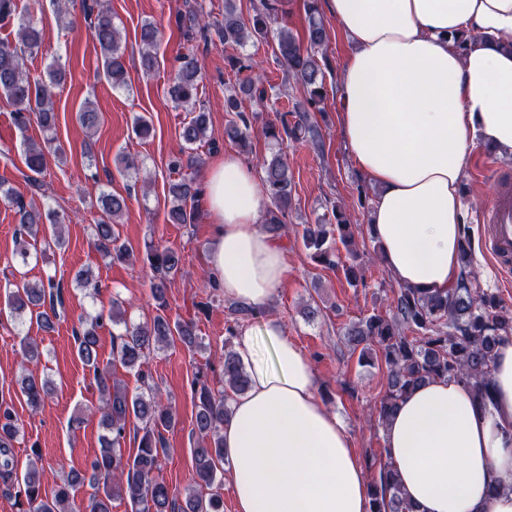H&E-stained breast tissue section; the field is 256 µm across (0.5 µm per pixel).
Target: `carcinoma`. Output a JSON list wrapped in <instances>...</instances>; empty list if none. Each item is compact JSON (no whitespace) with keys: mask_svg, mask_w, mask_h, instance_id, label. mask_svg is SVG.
Returning a JSON list of instances; mask_svg holds the SVG:
<instances>
[{"mask_svg":"<svg viewBox=\"0 0 512 512\" xmlns=\"http://www.w3.org/2000/svg\"><path fill=\"white\" fill-rule=\"evenodd\" d=\"M279 0H261L253 7L254 13L243 18L236 0H224V23L216 27L219 42L224 47L237 49L251 40H261L274 34L275 61L286 77L301 84L302 100L293 103L292 109L279 117V123L263 127L265 137L277 144L306 143L316 151L323 150L322 135L312 113L325 110L327 90L325 70L328 60L319 54L327 39V27L319 15L317 0H305L307 24L302 36L280 27L271 32V23L278 11ZM185 10L177 13L178 27L186 40L194 39L197 31L207 30L202 24L198 8L185 2ZM90 17L89 32L98 44L105 78L114 88H129L124 51L120 45V31L108 10H94L84 6ZM17 26L18 42L0 41V98L13 107L17 126L25 129L31 122L44 132L55 128L56 113L52 102V89L65 79V72L52 65L45 75L32 78L25 71L26 60L39 53L41 33L29 16L17 12L16 0H0V25ZM140 70L149 75L158 69L159 32L150 22L140 28ZM228 67L241 73L253 68L250 58L229 53L224 57ZM168 88L173 102L190 107L189 120L183 123L180 137L184 143L181 156L172 159L169 168L179 175L170 182L167 221L170 224H193L196 212L190 203L198 196L197 175L202 160L197 153L207 142L208 114L197 99L200 69L195 54L188 51L178 58ZM274 86H266L261 77L248 76L238 83L237 90L225 99V111L231 113L224 135L241 147L248 146L250 130L256 118L244 108V102L262 103ZM78 123L87 130L98 125V112L87 102L76 113ZM64 153L56 138L48 136L39 144H32L26 152V167L30 174L25 181L34 191L41 189L38 176L47 168L49 159L60 158ZM263 187L270 200L264 221L270 233H279L292 208L295 193L293 175L288 167L286 154L278 150L263 166ZM0 198L16 206L18 230L15 236V255L27 263L31 250L37 249L39 236L52 230L53 245L65 246L59 224L60 215L33 203H25L16 196L13 187L0 179ZM101 218L94 227L92 247L100 255L123 260L130 256L126 244L114 234L112 224L127 208V199L118 193L103 191L99 196ZM328 224L334 225L339 241L350 245L354 241L355 225L340 208L331 209ZM326 224V225H328ZM324 224H310L305 228L307 246L314 249L310 259L321 266H338L336 248L328 242L329 231ZM144 262L151 270L152 297L162 300L167 288L181 272V251L172 247L146 246ZM460 271L454 288L445 294L427 295L407 288H398L389 310L370 314L345 327L343 336L351 350H360V359L372 353L380 354L387 369L386 388L375 406L378 423H385L397 411L400 401L412 390L434 377L457 379L472 388L476 397L485 400L490 396L492 367L498 346L512 339V312L499 299L476 287L472 269L471 250L464 246L460 255ZM72 285L92 296L99 294L101 285L92 271L84 270L72 279ZM63 283L49 276L45 280L30 281L25 273L9 283L5 289V305L0 317L6 316L22 322L24 317L36 320L41 326L53 327L60 318L63 306ZM114 325L124 324V331L114 337V360L136 372L144 391L130 395L125 388L110 382L109 367H102L97 360L98 330L105 321ZM77 356L92 370L93 380L102 395L103 405L98 408L102 435L98 455L90 461V476L72 473L67 483L52 492L42 488L39 470L30 463L22 473L16 472L13 455L14 442L20 426L12 404L0 400V492L13 498L19 512H112V500H126L131 512H222L224 499L221 476L224 471V419L229 415L226 392L241 393L248 389V374L236 351H224V386L218 389L208 383L207 377L197 374L192 382L197 399L193 433L197 448L193 451L195 479L180 494L156 475L161 458L168 448L164 432L176 425L172 405L150 383L145 370L150 355L169 346L174 339L189 350L202 347L196 333V320L175 322L162 314L152 322L126 325L124 312L112 303L109 312L102 310L79 318L74 330ZM19 391L26 404L39 409L52 392L51 382L33 373H24L17 379ZM139 421L143 434L136 453L124 456L121 442L127 427ZM90 481L99 485L84 507L76 505L71 489ZM372 512H413L412 504L405 497L397 473L390 460L379 463L370 482Z\"/></svg>","mask_w":512,"mask_h":512,"instance_id":"1","label":"carcinoma"}]
</instances>
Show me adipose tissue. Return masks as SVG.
Returning a JSON list of instances; mask_svg holds the SVG:
<instances>
[{"label": "adipose tissue", "mask_w": 512, "mask_h": 512, "mask_svg": "<svg viewBox=\"0 0 512 512\" xmlns=\"http://www.w3.org/2000/svg\"><path fill=\"white\" fill-rule=\"evenodd\" d=\"M323 5L351 44L338 118L377 189L368 222L382 261L399 286L446 292L459 274L467 157L480 144L512 156V0ZM202 195L211 277L225 298L266 306L288 265L284 244L261 228L256 172L225 154ZM235 345L249 376L224 423L236 512H371L370 482L306 352L274 319L241 328ZM383 438L415 512H512V340L497 351L491 398L433 378L400 402Z\"/></svg>", "instance_id": "1"}]
</instances>
